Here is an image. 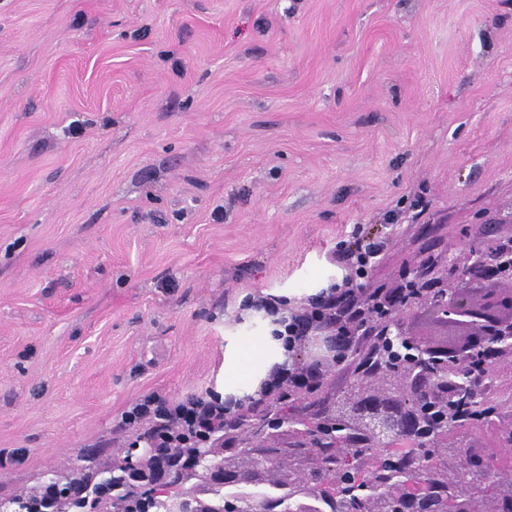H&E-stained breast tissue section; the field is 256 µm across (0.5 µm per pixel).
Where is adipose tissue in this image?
Segmentation results:
<instances>
[{"mask_svg":"<svg viewBox=\"0 0 512 512\" xmlns=\"http://www.w3.org/2000/svg\"><path fill=\"white\" fill-rule=\"evenodd\" d=\"M287 354L271 329L247 336H229L224 348V392L242 399L252 395L270 369Z\"/></svg>","mask_w":512,"mask_h":512,"instance_id":"ef3b65f1","label":"adipose tissue"}]
</instances>
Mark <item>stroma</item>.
Instances as JSON below:
<instances>
[{"instance_id":"35a3bbf8","label":"stroma","mask_w":512,"mask_h":512,"mask_svg":"<svg viewBox=\"0 0 512 512\" xmlns=\"http://www.w3.org/2000/svg\"><path fill=\"white\" fill-rule=\"evenodd\" d=\"M358 225L375 288L512 236V0H0V499L144 450Z\"/></svg>"}]
</instances>
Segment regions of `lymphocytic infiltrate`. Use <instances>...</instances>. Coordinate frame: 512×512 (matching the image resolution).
<instances>
[{
	"label": "lymphocytic infiltrate",
	"instance_id": "lymphocytic-infiltrate-1",
	"mask_svg": "<svg viewBox=\"0 0 512 512\" xmlns=\"http://www.w3.org/2000/svg\"><path fill=\"white\" fill-rule=\"evenodd\" d=\"M385 245L384 239L367 236L362 227H355L350 240L341 244L339 250L340 257L354 269V277L343 278L341 284L331 285L300 305L272 294L257 293L247 298V307L272 317L279 328L277 336L282 339L289 357L288 362L274 366L261 382L257 390L260 400L312 392L313 387L298 363L299 344L310 331L342 316L355 321L363 332H372L386 296L381 289H366L363 282L368 279ZM248 409L245 401L225 400L213 392L177 402L148 397L125 411L122 420L131 428L152 422L155 447L183 448L192 444L203 447L213 433Z\"/></svg>",
	"mask_w": 512,
	"mask_h": 512
}]
</instances>
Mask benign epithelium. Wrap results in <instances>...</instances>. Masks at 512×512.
<instances>
[{"instance_id": "1", "label": "benign epithelium", "mask_w": 512, "mask_h": 512, "mask_svg": "<svg viewBox=\"0 0 512 512\" xmlns=\"http://www.w3.org/2000/svg\"><path fill=\"white\" fill-rule=\"evenodd\" d=\"M498 275L512 290V253L496 249L460 268L448 261L433 277L430 296L416 312L446 327V336H463L468 351L426 337H408L403 317L380 323L379 335L357 355L355 387L344 398L315 413L305 428L298 422H266V440L254 458L278 464V490L294 501L293 512H512V480L500 463V451H475L466 462L449 464L468 447L467 438L448 442V430L460 427L456 408L477 411L472 419L495 424L500 447L512 446V393L491 407L476 403L477 391L494 361L495 374L512 378V295L508 315L480 309L474 287ZM305 370L320 380L344 339L314 336L305 344ZM411 440L421 448L406 454L389 447ZM212 466L226 483H265L266 468L243 472L230 463Z\"/></svg>"}]
</instances>
